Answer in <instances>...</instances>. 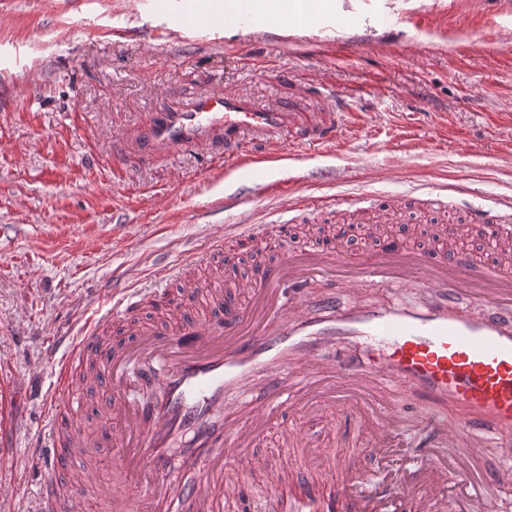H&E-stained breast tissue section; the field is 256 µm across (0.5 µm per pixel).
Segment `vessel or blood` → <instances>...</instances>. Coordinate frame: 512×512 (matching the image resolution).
Returning a JSON list of instances; mask_svg holds the SVG:
<instances>
[{
    "mask_svg": "<svg viewBox=\"0 0 512 512\" xmlns=\"http://www.w3.org/2000/svg\"><path fill=\"white\" fill-rule=\"evenodd\" d=\"M247 131L268 151L245 149ZM337 133L334 123L261 108L227 90L152 113L138 150H203L220 134L226 159L242 167L276 160L272 148L283 139L323 143ZM345 230L333 225L329 246L287 247L275 261L257 260L252 278L231 292L165 262L155 273L178 280L179 292L117 289L120 312L72 339L57 365L49 427L30 451L43 472L41 512H131V489L144 512H223L215 488L246 490V471L277 488L294 449L275 461L252 450L272 419L317 403L370 431L367 448L336 458L332 495L342 512H491L469 471L443 452L460 448L477 461L488 437L512 440V212L473 207L465 222L434 225L431 246L355 259L345 253ZM266 234V225L246 218L217 226L208 254L233 264L225 239L259 250ZM476 236L493 244L494 259L449 248ZM323 281L332 289L317 291ZM365 281L421 289L431 299L421 307L345 306L342 293ZM158 303L161 317L140 319L142 305ZM473 303L481 317L471 315ZM344 343L348 351L335 355ZM393 379L424 401L455 403V423L429 417L412 428L384 389ZM88 385L105 395L92 431L74 418ZM88 458L93 467L79 468ZM176 471L184 480L173 481ZM100 472L124 496L94 497Z\"/></svg>",
    "mask_w": 512,
    "mask_h": 512,
    "instance_id": "obj_1",
    "label": "vessel or blood"
}]
</instances>
